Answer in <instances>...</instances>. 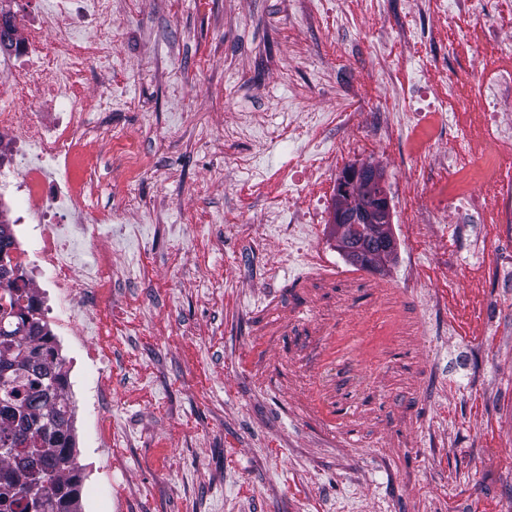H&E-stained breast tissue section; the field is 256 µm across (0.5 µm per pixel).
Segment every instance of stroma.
<instances>
[{
	"mask_svg": "<svg viewBox=\"0 0 512 512\" xmlns=\"http://www.w3.org/2000/svg\"><path fill=\"white\" fill-rule=\"evenodd\" d=\"M491 24L512 45V0L470 10L444 0L419 15L405 0H305L289 14L282 0H212L207 13L198 0H137L103 23L117 50L92 85L123 82L141 109L127 114L126 131L147 149L169 140L181 178L145 174L132 185L174 207L126 215L135 236L102 272L127 286L101 289L111 303L95 311L84 342L58 331L70 313L42 292L75 408L82 512H112L116 500L129 512H512V282L471 253L479 234L511 257L512 230L408 237L404 220L441 200L448 171L431 162L413 186L406 133L388 145L371 135L385 113L442 106L449 121L438 150L481 152L496 132L462 130L480 86L461 82L457 65ZM415 28L449 31L459 46L419 92L415 81L447 43L404 41ZM301 48L308 62L298 61ZM385 49L388 67L372 71ZM162 70L181 73L184 90ZM350 83L368 103L348 131L358 152L339 156L331 131L318 140L336 174L364 162L383 173L395 253L375 270L347 262L330 185L314 247L335 277L303 279L288 267L269 278L259 262L268 241L228 233L215 246L216 224L260 223L267 204L265 187L229 152L270 175L288 169L308 146L264 141L272 113L299 124L307 112L343 109L339 89ZM412 253L419 286L408 292L399 283ZM435 294L445 304L439 334L424 310ZM103 387L111 398L102 405Z\"/></svg>",
	"mask_w": 512,
	"mask_h": 512,
	"instance_id": "obj_1",
	"label": "stroma"
}]
</instances>
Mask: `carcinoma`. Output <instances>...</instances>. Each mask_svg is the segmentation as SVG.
<instances>
[{
	"instance_id": "1",
	"label": "carcinoma",
	"mask_w": 512,
	"mask_h": 512,
	"mask_svg": "<svg viewBox=\"0 0 512 512\" xmlns=\"http://www.w3.org/2000/svg\"><path fill=\"white\" fill-rule=\"evenodd\" d=\"M341 249L366 252L371 243L344 230ZM31 357L55 381L46 395L42 378L25 368ZM15 365L0 379V512H81L80 467L74 412L63 398L68 386L61 355L41 314V302L15 281L0 279V361ZM38 454L21 470L13 450L24 445Z\"/></svg>"
}]
</instances>
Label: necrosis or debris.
<instances>
[{"label": "necrosis or debris", "mask_w": 512, "mask_h": 512, "mask_svg": "<svg viewBox=\"0 0 512 512\" xmlns=\"http://www.w3.org/2000/svg\"><path fill=\"white\" fill-rule=\"evenodd\" d=\"M126 0H14L9 15L14 31L10 47L0 48V201L12 197L17 221L36 228L33 255L36 267L49 275L61 307L74 317L86 316L88 300L97 292L102 259L111 248L98 246V262L84 264L87 241L97 242L102 226L121 223L131 211L153 212L165 200L129 195L128 188L144 171L146 162L138 143L123 128L114 126L113 115L134 107L115 84L90 89L93 70L112 66L115 43L100 33L102 22L121 15ZM98 37H89L91 29ZM488 29L475 42L467 80L480 83L484 117L495 123L502 108L512 105V72L487 78L481 69L483 49L494 41ZM411 144L406 161L411 171L439 158L448 169V201L459 221L444 224L443 208L429 206L407 230L417 237L440 232L458 235L473 214L494 207L499 223L512 224V166L497 155L495 147L480 155L458 150L434 155L435 141L447 123L446 113L428 107L408 113ZM116 145L111 159L112 179L120 193L112 210L92 207L99 183L100 147ZM491 188V195L476 194L472 185ZM319 199L284 222L275 205H268L258 224L237 225V236L263 237L273 242L275 258L268 272L286 265L306 268L312 278L329 276L327 265L317 263L310 243L321 222Z\"/></svg>", "instance_id": "obj_1"}]
</instances>
